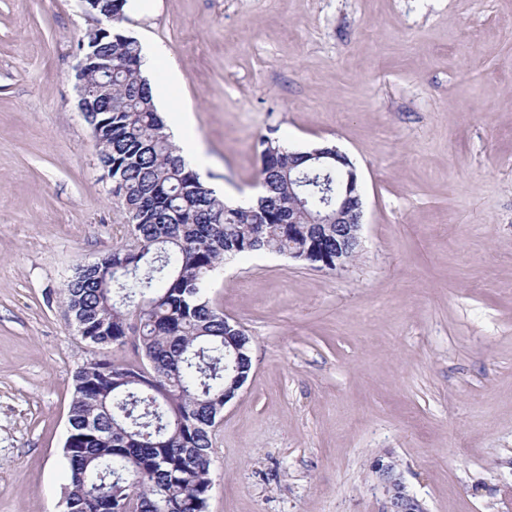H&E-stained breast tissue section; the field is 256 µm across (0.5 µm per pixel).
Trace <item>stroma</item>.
<instances>
[{"mask_svg":"<svg viewBox=\"0 0 512 512\" xmlns=\"http://www.w3.org/2000/svg\"><path fill=\"white\" fill-rule=\"evenodd\" d=\"M166 123L220 199L257 145L354 163L362 248L340 271L235 258L209 296L252 369L212 431L207 512H512V0H152ZM79 0H0V512H62L77 263L127 242L77 110ZM175 133L180 138V145L183 149V154L195 157L199 164L205 163L201 154L200 146L197 144L195 138L190 133L188 124L184 118H180L176 127ZM378 469L388 498L385 512H423L420 504L406 493L405 486L396 475L392 464L379 465Z\"/></svg>","mask_w":512,"mask_h":512,"instance_id":"obj_1","label":"stroma"}]
</instances>
